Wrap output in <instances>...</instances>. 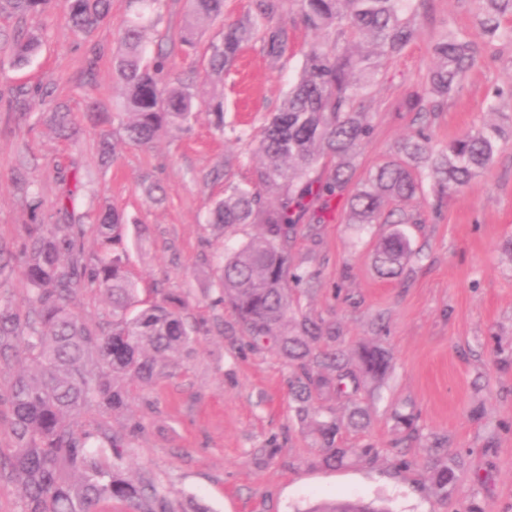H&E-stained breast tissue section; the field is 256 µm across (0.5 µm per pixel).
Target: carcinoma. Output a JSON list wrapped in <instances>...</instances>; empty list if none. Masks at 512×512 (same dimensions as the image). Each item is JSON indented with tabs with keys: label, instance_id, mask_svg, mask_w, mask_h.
<instances>
[{
	"label": "carcinoma",
	"instance_id": "carcinoma-1",
	"mask_svg": "<svg viewBox=\"0 0 512 512\" xmlns=\"http://www.w3.org/2000/svg\"><path fill=\"white\" fill-rule=\"evenodd\" d=\"M52 0H0V11L36 14ZM134 17L122 31L113 59V76L123 90L129 140L146 146L163 130H185L196 118L193 82L172 75L174 62L164 53L146 60V32L157 0H132ZM306 28L315 34L303 68L276 112L253 136L262 158L254 182L230 187L214 202L208 223L221 234L241 224L260 232L236 247L224 248L219 277L222 300L253 344H269L288 361L289 385L296 420L313 427L322 462L342 467L353 458L378 454L371 447L345 448L339 441L347 427L361 430L366 410L357 393L385 378L391 358L376 344L355 349L342 345L336 323L297 316L294 293L311 274L289 262L301 215L320 199L313 221L324 219L328 203L349 195L355 224H418L420 215L388 208L423 192L421 170L431 178L435 206L468 186L512 140V128L493 124L471 129L436 150L427 133L430 116L456 91L474 64L476 48L464 35L450 31L432 44L436 64L425 84L412 92L406 111L415 113L418 128L402 140L397 157L380 165L349 192L352 159L369 138L365 112L374 77L384 59L400 54L421 37L417 11L426 0H294ZM482 25L497 37L502 21L512 19V0H481ZM67 20L76 34L95 30L110 12V0H67ZM288 0H253L242 19L224 23V0H188V20L180 36L191 48L203 24L221 26V43L213 47L209 74L230 72L244 46L259 42L278 61L290 51L288 29L278 23ZM39 43L35 36L14 38L13 65L27 64ZM57 132L72 131L70 109L59 104L50 113ZM324 165L316 173L318 165ZM99 253L91 265L74 259L80 253L78 224H36L25 247V273L31 311L26 320L0 303V360L28 355L36 367L16 376L10 390L12 453H0L24 494L23 512H97L107 499L123 500L135 512L156 511L162 503L151 482L134 484L117 460L123 439L81 421L93 403L112 411L128 400L126 382H151L160 375L158 361L189 351L192 336L186 302L165 298L139 307L123 247L124 217L109 207L96 215ZM411 254L400 230L381 239L374 256L377 272L395 278ZM82 288L101 292L112 320L89 327L73 310ZM319 398H344L347 421L313 406ZM429 448L432 479L443 496L462 491L463 457L434 436ZM309 512H389L362 499L322 503Z\"/></svg>",
	"mask_w": 512,
	"mask_h": 512
}]
</instances>
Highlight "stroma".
<instances>
[{
	"label": "stroma",
	"instance_id": "stroma-1",
	"mask_svg": "<svg viewBox=\"0 0 512 512\" xmlns=\"http://www.w3.org/2000/svg\"><path fill=\"white\" fill-rule=\"evenodd\" d=\"M481 12L480 0H429L421 38L377 74L368 102L372 134L353 160L354 182L415 131L402 102L426 77L431 43L446 30L463 34L477 54L430 119L433 144L446 146L488 122L512 124V37L485 36ZM133 14L130 0H112L106 20L77 35L63 0L35 16L0 13V32L32 31L41 41L29 65L17 68L11 44L0 39V245L12 254L0 294L28 313L23 250L31 225H81L83 259L93 262L95 212L109 205L126 219L127 269L140 303L165 294L188 303L191 354L163 377L131 384L123 411L94 406L83 415L126 436L125 476L153 481L172 512L191 497L211 512H294L356 498L385 500L393 512H466L464 495L443 499L432 482L426 437L434 434L463 456L462 486L479 485L489 512H512V143L441 207L427 193L404 203L422 221L404 227L413 254L398 278L381 277L373 263L390 225L351 223L346 200L334 201L324 223L298 236L290 264L315 275L309 291L298 295L300 313L339 324L346 345L376 343L392 357L388 376L360 394L367 427L343 435L346 447L370 444L378 455L326 468L314 433L292 416L290 373L281 356L253 349L246 336L224 334L236 318L218 287L223 239L207 222L227 184L251 181L259 165L236 132H256L277 110L313 36L297 7H289L283 22L292 53L275 65L260 44H249L236 73L214 84L205 74L219 26L199 30L194 49L185 50L187 0H158V23L147 32L150 51L174 55L177 75L193 78L199 104L223 101L227 129L217 130L203 110L190 130L161 132L144 147L124 133L122 88L112 74L120 32ZM61 102L75 117L68 140L49 120ZM92 103L111 115L103 127L84 118ZM104 131L115 146L108 166L98 155ZM152 183L163 189L160 200L145 193ZM32 367L25 358L0 363L2 452L14 446L11 383ZM396 409L417 417L422 438L411 448L401 443Z\"/></svg>",
	"mask_w": 512,
	"mask_h": 512
}]
</instances>
